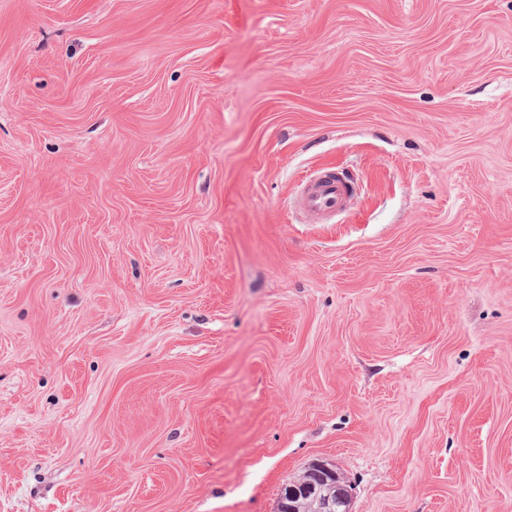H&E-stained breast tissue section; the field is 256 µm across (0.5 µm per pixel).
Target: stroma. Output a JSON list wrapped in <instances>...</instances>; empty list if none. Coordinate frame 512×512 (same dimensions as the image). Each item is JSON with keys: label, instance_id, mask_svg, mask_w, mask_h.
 Listing matches in <instances>:
<instances>
[{"label": "stroma", "instance_id": "35a3bbf8", "mask_svg": "<svg viewBox=\"0 0 512 512\" xmlns=\"http://www.w3.org/2000/svg\"><path fill=\"white\" fill-rule=\"evenodd\" d=\"M317 459L512 512V0H0V512H275ZM296 205L311 223L322 224L345 212L354 187L343 177L307 173Z\"/></svg>", "mask_w": 512, "mask_h": 512}]
</instances>
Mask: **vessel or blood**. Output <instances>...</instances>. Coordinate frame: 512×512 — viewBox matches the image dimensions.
<instances>
[{
	"label": "vessel or blood",
	"instance_id": "vessel-or-blood-1",
	"mask_svg": "<svg viewBox=\"0 0 512 512\" xmlns=\"http://www.w3.org/2000/svg\"><path fill=\"white\" fill-rule=\"evenodd\" d=\"M297 207L311 223L322 224L345 212L354 187L343 177L309 173L301 181Z\"/></svg>",
	"mask_w": 512,
	"mask_h": 512
}]
</instances>
